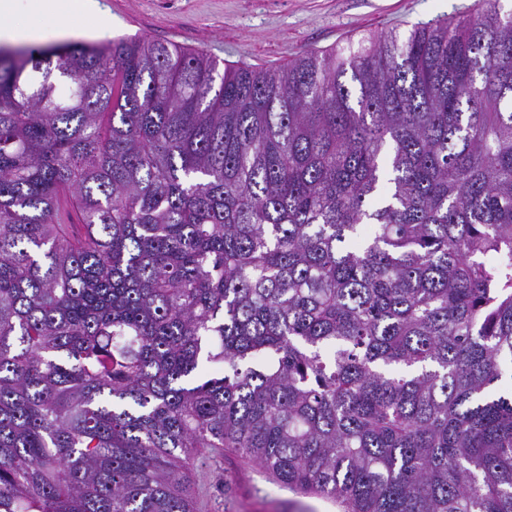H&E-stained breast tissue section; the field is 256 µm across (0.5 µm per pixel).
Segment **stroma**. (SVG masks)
<instances>
[{
    "label": "stroma",
    "mask_w": 512,
    "mask_h": 512,
    "mask_svg": "<svg viewBox=\"0 0 512 512\" xmlns=\"http://www.w3.org/2000/svg\"><path fill=\"white\" fill-rule=\"evenodd\" d=\"M111 38H143L199 50L223 64L282 67L307 51L338 49L380 32L476 8L478 0H98ZM41 45L98 42L83 19L35 18ZM197 512H341L331 499L274 484L256 464L225 450L186 470Z\"/></svg>",
    "instance_id": "stroma-1"
}]
</instances>
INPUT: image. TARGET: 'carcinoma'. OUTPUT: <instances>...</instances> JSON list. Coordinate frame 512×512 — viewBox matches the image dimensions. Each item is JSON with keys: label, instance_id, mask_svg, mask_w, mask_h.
<instances>
[{"label": "carcinoma", "instance_id": "obj_1", "mask_svg": "<svg viewBox=\"0 0 512 512\" xmlns=\"http://www.w3.org/2000/svg\"><path fill=\"white\" fill-rule=\"evenodd\" d=\"M226 66L0 49V512H512V11ZM209 365L222 366L219 377ZM186 472L197 512H341L331 499L274 484L256 464L225 449L217 460L196 456Z\"/></svg>", "mask_w": 512, "mask_h": 512}]
</instances>
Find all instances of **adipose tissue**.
Returning a JSON list of instances; mask_svg holds the SVG:
<instances>
[{
	"label": "adipose tissue",
	"instance_id": "ef3b65f1",
	"mask_svg": "<svg viewBox=\"0 0 512 512\" xmlns=\"http://www.w3.org/2000/svg\"><path fill=\"white\" fill-rule=\"evenodd\" d=\"M61 10L88 20L95 30L103 28V14L97 0H0V43L34 42L41 38L38 27L16 24L18 12L46 15Z\"/></svg>",
	"mask_w": 512,
	"mask_h": 512
}]
</instances>
